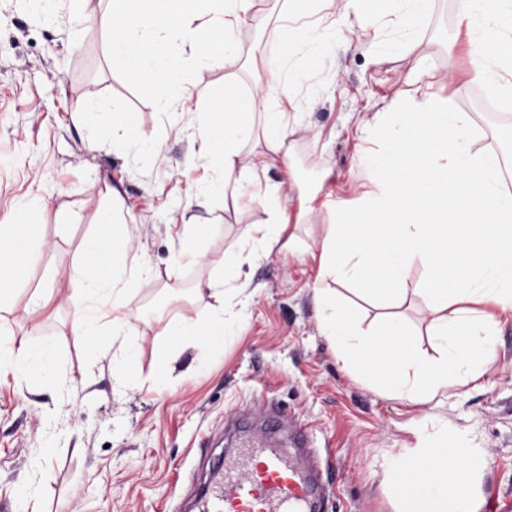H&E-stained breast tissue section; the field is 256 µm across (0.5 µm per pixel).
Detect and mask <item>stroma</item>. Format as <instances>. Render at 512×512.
I'll return each mask as SVG.
<instances>
[{"label": "stroma", "mask_w": 512, "mask_h": 512, "mask_svg": "<svg viewBox=\"0 0 512 512\" xmlns=\"http://www.w3.org/2000/svg\"><path fill=\"white\" fill-rule=\"evenodd\" d=\"M113 0H0V223L27 212L38 224V255L0 311V332L39 337L53 350L48 377L0 370V512H177L181 500L228 444L224 425L242 410L276 403L303 423L329 456L333 490L321 512H399L388 483L401 462L446 435L473 470L482 501L512 506V318L502 322L494 357L478 382L446 397L409 404L375 391L344 369L321 336L309 252L336 204H357L354 157L376 113L425 70L432 94L471 113L477 148H501L512 103L486 108L481 84L457 88L449 75L470 67L459 40L455 0L404 29L366 26L356 12L337 22L334 56L304 58L285 119L293 171L269 166L263 204L207 193L222 172L207 154L197 115L224 93L222 61L192 68L188 92L160 111L154 90L107 51L99 20ZM298 0H258L237 30L242 58L281 52L279 12ZM409 50L382 53L385 43ZM136 113L145 134L126 142L119 115ZM296 184H289V176ZM316 192L312 213L288 224L293 252H252L242 233L278 205L300 215L301 193ZM120 199L127 226L125 312L137 334L112 337L110 313L96 347L74 333L69 287L73 260L99 219ZM204 224L191 237L185 222ZM191 249L194 261L172 258ZM237 263L250 297L225 282L224 344L188 340L157 382L166 325L206 324L203 284ZM49 304L33 309L37 293Z\"/></svg>", "instance_id": "35a3bbf8"}]
</instances>
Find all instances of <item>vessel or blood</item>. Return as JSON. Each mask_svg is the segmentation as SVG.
I'll return each instance as SVG.
<instances>
[{
	"label": "vessel or blood",
	"mask_w": 512,
	"mask_h": 512,
	"mask_svg": "<svg viewBox=\"0 0 512 512\" xmlns=\"http://www.w3.org/2000/svg\"><path fill=\"white\" fill-rule=\"evenodd\" d=\"M312 465H297L283 449L252 443L225 456L199 512H315L323 486L315 474L328 465L322 449L308 447Z\"/></svg>",
	"instance_id": "b4317fda"
}]
</instances>
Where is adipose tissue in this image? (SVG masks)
I'll use <instances>...</instances> for the list:
<instances>
[{"mask_svg":"<svg viewBox=\"0 0 512 512\" xmlns=\"http://www.w3.org/2000/svg\"><path fill=\"white\" fill-rule=\"evenodd\" d=\"M348 5L408 23L424 14L431 0H347ZM255 0H113L104 24L111 32L108 50L159 93L180 90V78L192 64L223 56L238 63L237 26ZM470 43L471 79L492 94L512 93V0H461ZM177 31L189 44L190 58L172 55L153 37L154 30ZM283 49L279 60L252 57L262 70L253 91L240 93L224 84L231 108L200 113L199 125L212 156L224 169V186L238 191L244 167L242 144L265 146L284 166H291L286 141L291 130L269 99L289 97L294 82L291 61L301 47L322 39L317 30L281 19ZM405 96L391 100L372 128L376 150L356 157L364 179L359 210L340 207L326 224L311 259L320 283L316 294L323 311L322 332L334 344L336 359L354 368L372 388L411 404H426L448 389L477 381L490 355L502 316L512 314V155L474 150L475 122L470 113L449 108L423 88L421 76ZM291 221L280 210L264 223L252 224L247 238L255 248L294 250L286 229ZM101 231L75 260L70 278L77 304L75 332L94 343L99 312L111 307L113 335L131 328L120 316L123 299L117 284L119 240L112 212L100 217ZM33 224L0 225V303L24 278L35 260ZM416 287H409L413 268ZM351 284L374 301L404 304L410 296L428 305L430 331L439 342L437 356L417 353L407 341L402 316L361 327L335 287ZM213 317L205 329L172 319V344L202 335L208 345L224 337V282H208ZM390 493L404 512H480L472 490L471 469L445 436H437L403 466Z\"/></svg>","mask_w":512,"mask_h":512,"instance_id":"adipose-tissue-1","label":"adipose tissue"}]
</instances>
